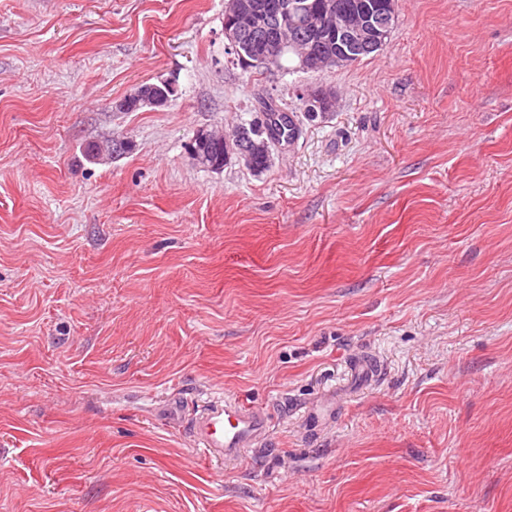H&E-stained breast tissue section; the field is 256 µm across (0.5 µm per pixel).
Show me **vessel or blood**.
<instances>
[{
    "instance_id": "obj_1",
    "label": "vessel or blood",
    "mask_w": 512,
    "mask_h": 512,
    "mask_svg": "<svg viewBox=\"0 0 512 512\" xmlns=\"http://www.w3.org/2000/svg\"><path fill=\"white\" fill-rule=\"evenodd\" d=\"M186 427L188 436L205 457L220 460L237 459L244 449L258 446L269 433L265 412L220 397L195 412Z\"/></svg>"
}]
</instances>
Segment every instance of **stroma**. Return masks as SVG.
Instances as JSON below:
<instances>
[{
	"label": "stroma",
	"mask_w": 512,
	"mask_h": 512,
	"mask_svg": "<svg viewBox=\"0 0 512 512\" xmlns=\"http://www.w3.org/2000/svg\"><path fill=\"white\" fill-rule=\"evenodd\" d=\"M398 8L261 73L224 0H0V512H512V0ZM320 86L268 170L195 164ZM214 394L270 419L234 462ZM226 136V134L216 132L215 136L209 135L201 141L196 136L191 148L194 158L202 161V159L196 157V155L205 156L209 165H218V169L211 170L217 171L222 169L227 160L232 155H236L234 139L230 137L227 138ZM187 434L206 458L237 459L245 448L263 442L269 433L265 412L223 397L211 399L187 421Z\"/></svg>",
	"instance_id": "1"
}]
</instances>
